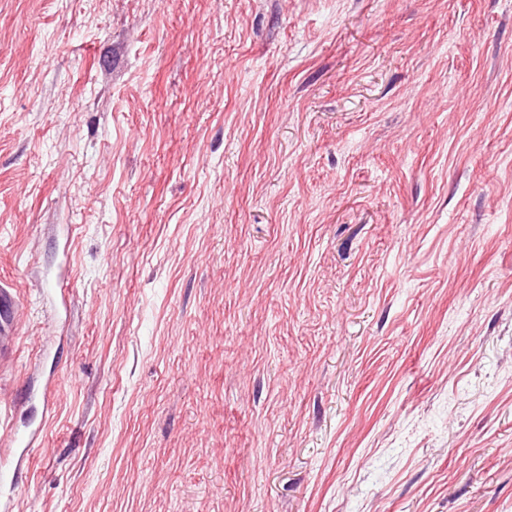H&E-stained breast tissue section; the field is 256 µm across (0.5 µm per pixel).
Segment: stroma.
Returning a JSON list of instances; mask_svg holds the SVG:
<instances>
[{
	"mask_svg": "<svg viewBox=\"0 0 512 512\" xmlns=\"http://www.w3.org/2000/svg\"><path fill=\"white\" fill-rule=\"evenodd\" d=\"M1 285L15 512H512V0H0ZM19 301L11 288H0V364L8 361L18 341ZM9 426L12 431L10 436V447L20 451L18 457L19 463L20 460L30 456L35 448H38L42 429H40V427L35 429L26 428L20 432V429L17 426L11 423Z\"/></svg>",
	"mask_w": 512,
	"mask_h": 512,
	"instance_id": "obj_1",
	"label": "stroma"
}]
</instances>
